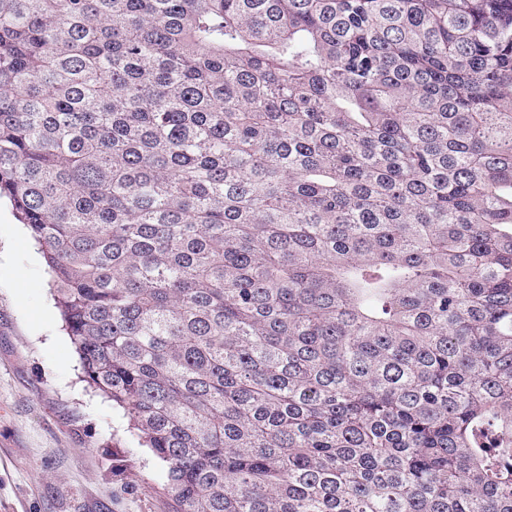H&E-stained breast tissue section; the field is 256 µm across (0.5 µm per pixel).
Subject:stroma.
I'll return each mask as SVG.
<instances>
[{"mask_svg": "<svg viewBox=\"0 0 512 512\" xmlns=\"http://www.w3.org/2000/svg\"><path fill=\"white\" fill-rule=\"evenodd\" d=\"M165 468L81 378L44 259L0 202V512H167Z\"/></svg>", "mask_w": 512, "mask_h": 512, "instance_id": "obj_1", "label": "stroma"}]
</instances>
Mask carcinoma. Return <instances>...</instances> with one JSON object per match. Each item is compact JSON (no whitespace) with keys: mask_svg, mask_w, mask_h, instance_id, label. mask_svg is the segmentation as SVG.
Segmentation results:
<instances>
[{"mask_svg":"<svg viewBox=\"0 0 512 512\" xmlns=\"http://www.w3.org/2000/svg\"><path fill=\"white\" fill-rule=\"evenodd\" d=\"M169 512H512V0H0V198Z\"/></svg>","mask_w":512,"mask_h":512,"instance_id":"obj_1","label":"carcinoma"}]
</instances>
